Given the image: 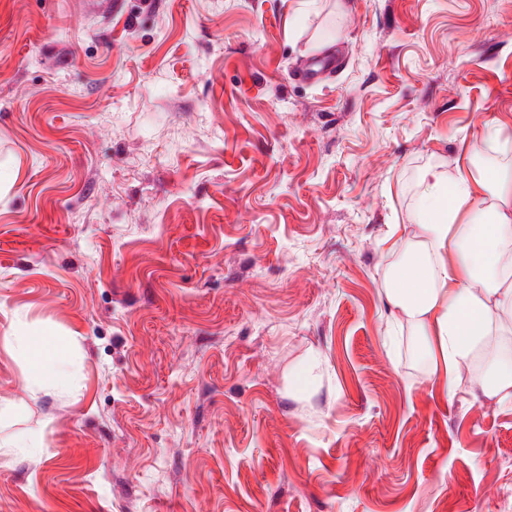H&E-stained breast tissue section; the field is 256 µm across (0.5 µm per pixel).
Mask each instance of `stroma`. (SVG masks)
Instances as JSON below:
<instances>
[{
    "label": "stroma",
    "instance_id": "stroma-1",
    "mask_svg": "<svg viewBox=\"0 0 512 512\" xmlns=\"http://www.w3.org/2000/svg\"><path fill=\"white\" fill-rule=\"evenodd\" d=\"M495 128L501 0H0V397L48 444L0 512H512V403L380 341L393 225ZM8 339L26 361L25 386L31 395L44 391L47 385L58 389L70 386L71 336H61L51 327H43L33 334L25 325H19Z\"/></svg>",
    "mask_w": 512,
    "mask_h": 512
}]
</instances>
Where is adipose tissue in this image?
<instances>
[{
  "mask_svg": "<svg viewBox=\"0 0 512 512\" xmlns=\"http://www.w3.org/2000/svg\"><path fill=\"white\" fill-rule=\"evenodd\" d=\"M487 147L506 164L469 166L453 182L425 174L416 229L393 227L401 260L384 295L421 338L443 399H454L458 371L479 357L482 392L501 404L512 402V136L494 134ZM10 341L27 364L30 394L69 387L71 337L20 325Z\"/></svg>",
  "mask_w": 512,
  "mask_h": 512,
  "instance_id": "adipose-tissue-1",
  "label": "adipose tissue"
}]
</instances>
